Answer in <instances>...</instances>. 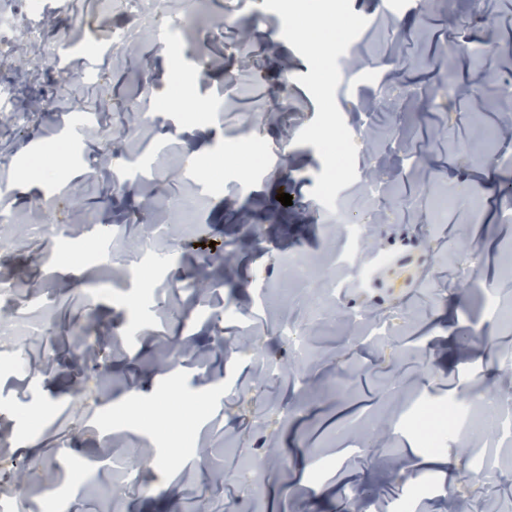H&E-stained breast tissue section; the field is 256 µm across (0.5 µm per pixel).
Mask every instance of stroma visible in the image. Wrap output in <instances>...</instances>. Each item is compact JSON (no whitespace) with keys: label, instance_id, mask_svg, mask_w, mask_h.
Listing matches in <instances>:
<instances>
[{"label":"stroma","instance_id":"1","mask_svg":"<svg viewBox=\"0 0 512 512\" xmlns=\"http://www.w3.org/2000/svg\"><path fill=\"white\" fill-rule=\"evenodd\" d=\"M190 9L175 34L171 0L117 54L121 5L0 0V86L40 104L21 126L0 112V281L23 311L0 339V505L396 512L432 486L424 512H512V434L440 433L444 474L407 452L425 403L512 398V192L492 180L512 140L486 135L512 108V0ZM473 36L495 52L462 51ZM180 93L203 112L167 106ZM338 128L349 165L327 186ZM61 142L64 163L26 182ZM90 322L100 365L76 350ZM133 450L130 482L114 466ZM30 460L36 481L17 479Z\"/></svg>","mask_w":512,"mask_h":512}]
</instances>
